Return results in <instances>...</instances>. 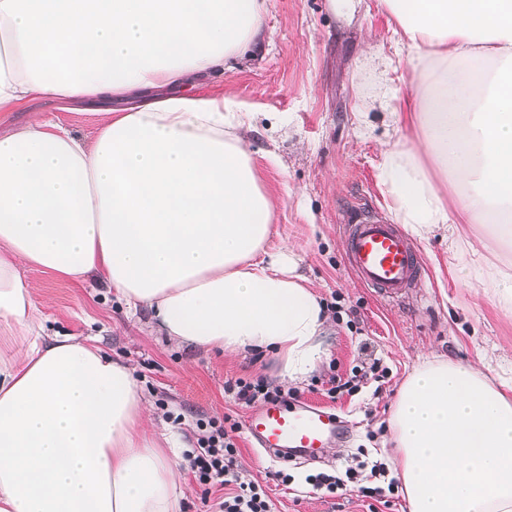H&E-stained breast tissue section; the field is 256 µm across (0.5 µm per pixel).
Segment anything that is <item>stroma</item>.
Segmentation results:
<instances>
[{"label": "stroma", "mask_w": 512, "mask_h": 512, "mask_svg": "<svg viewBox=\"0 0 512 512\" xmlns=\"http://www.w3.org/2000/svg\"><path fill=\"white\" fill-rule=\"evenodd\" d=\"M394 25L384 0H266L259 46L238 58L223 79L198 88L251 112V124L240 135L273 199L265 251L289 254L308 287L336 306L322 335L326 358L292 389L298 400L340 415L348 434L328 448L325 462L288 463L293 487L272 489L274 512H408L400 491L373 511L358 484L346 494L327 495L305 478L345 471L361 450L369 459L391 463L392 405L401 384L425 359L473 362L492 380L512 381V316L498 312L487 298L468 255L449 256L443 231L415 239L425 273L394 301L362 287L345 262L342 226L351 211H390L376 178L380 148L405 145L408 134L402 103L414 87L409 58L392 41ZM372 54L394 61L389 73L394 98L386 104L373 100L375 77L365 68ZM32 108L94 141L98 104L53 98L0 111V134L24 123ZM358 112L366 113L371 130L363 139L354 134ZM18 270L40 288L47 334L93 337L129 364L157 426L168 427L186 448L196 445L198 423L228 414L245 420L247 408L225 395V381L281 382L274 356L175 346L151 332L147 310L129 315L96 281L78 287L24 263ZM371 355L385 367L384 376L367 378L355 394L330 400L329 379H349Z\"/></svg>", "instance_id": "1"}]
</instances>
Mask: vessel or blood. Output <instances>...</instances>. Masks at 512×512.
Instances as JSON below:
<instances>
[{
	"label": "vessel or blood",
	"instance_id": "b4317fda",
	"mask_svg": "<svg viewBox=\"0 0 512 512\" xmlns=\"http://www.w3.org/2000/svg\"><path fill=\"white\" fill-rule=\"evenodd\" d=\"M344 250L356 280L381 297L395 299L421 279L420 252L400 226L380 219L346 225ZM245 430L254 444L284 462H319L346 426L339 415L309 403L267 402L251 410Z\"/></svg>",
	"mask_w": 512,
	"mask_h": 512
}]
</instances>
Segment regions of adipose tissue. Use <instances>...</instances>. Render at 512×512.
<instances>
[{
    "mask_svg": "<svg viewBox=\"0 0 512 512\" xmlns=\"http://www.w3.org/2000/svg\"><path fill=\"white\" fill-rule=\"evenodd\" d=\"M417 92V143L386 145L378 181L399 223L448 231L512 315V0H385ZM264 0H0V109L91 97L93 144L30 113L0 135V512H179L180 442L150 427L132 368L91 338L48 336L19 263L97 279L176 345L273 354L315 371L328 313L266 257L272 202L239 128L195 93L261 38ZM474 233L462 239L460 227ZM409 512H512V386L425 362L391 418Z\"/></svg>",
    "mask_w": 512,
    "mask_h": 512,
    "instance_id": "1",
    "label": "adipose tissue"
}]
</instances>
